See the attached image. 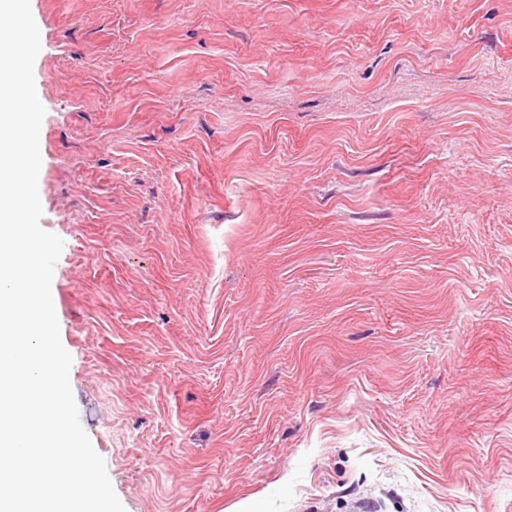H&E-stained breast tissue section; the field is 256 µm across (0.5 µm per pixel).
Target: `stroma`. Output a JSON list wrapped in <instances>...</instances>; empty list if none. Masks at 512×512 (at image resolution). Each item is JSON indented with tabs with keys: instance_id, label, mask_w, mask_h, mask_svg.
Listing matches in <instances>:
<instances>
[{
	"instance_id": "obj_1",
	"label": "stroma",
	"mask_w": 512,
	"mask_h": 512,
	"mask_svg": "<svg viewBox=\"0 0 512 512\" xmlns=\"http://www.w3.org/2000/svg\"><path fill=\"white\" fill-rule=\"evenodd\" d=\"M30 5L125 512H512V0Z\"/></svg>"
}]
</instances>
